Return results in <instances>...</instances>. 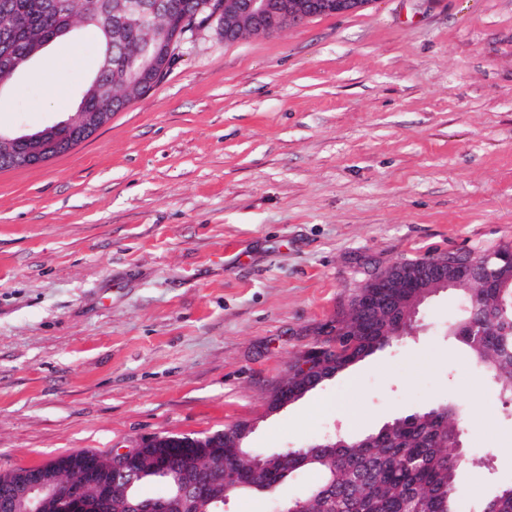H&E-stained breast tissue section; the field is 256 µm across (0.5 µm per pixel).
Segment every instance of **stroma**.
Wrapping results in <instances>:
<instances>
[{"instance_id":"35a3bbf8","label":"stroma","mask_w":512,"mask_h":512,"mask_svg":"<svg viewBox=\"0 0 512 512\" xmlns=\"http://www.w3.org/2000/svg\"><path fill=\"white\" fill-rule=\"evenodd\" d=\"M82 64L46 73L62 50ZM98 47L51 43L0 91V130L72 117ZM512 243V0H371L274 35L186 34L89 139L0 170V473L249 422L248 447L359 439L454 397L476 512L512 479V412L449 341L413 335L277 412L274 388L377 273Z\"/></svg>"}]
</instances>
